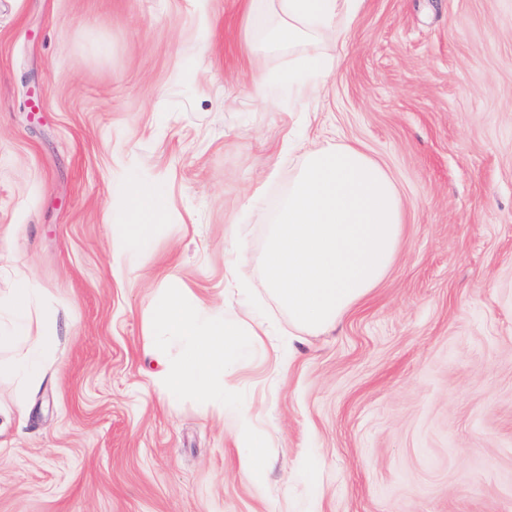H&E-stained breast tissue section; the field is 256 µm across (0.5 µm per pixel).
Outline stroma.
<instances>
[{"mask_svg": "<svg viewBox=\"0 0 512 512\" xmlns=\"http://www.w3.org/2000/svg\"><path fill=\"white\" fill-rule=\"evenodd\" d=\"M245 25L241 0H0V295L22 270L60 338L23 405L0 378V512H512V0H365L314 112ZM292 128L379 161L406 238L328 333L253 290L268 334L230 390L271 444L256 486L231 421L159 397L145 313L169 268L236 303L224 263L258 275ZM117 147L170 199L122 281Z\"/></svg>", "mask_w": 512, "mask_h": 512, "instance_id": "stroma-1", "label": "stroma"}]
</instances>
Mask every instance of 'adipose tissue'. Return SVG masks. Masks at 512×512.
Wrapping results in <instances>:
<instances>
[{"label": "adipose tissue", "instance_id": "ef3b65f1", "mask_svg": "<svg viewBox=\"0 0 512 512\" xmlns=\"http://www.w3.org/2000/svg\"><path fill=\"white\" fill-rule=\"evenodd\" d=\"M275 16L252 40V64L262 70L271 54H285L290 67L285 80L301 104L319 99L325 80L339 61L323 51V35H345L364 0H267ZM113 176L119 186L116 207L125 221L112 227L115 276L130 273V254L153 244L169 203L153 182ZM406 208L388 172L356 144L322 148L308 142L302 165L288 185L268 225L257 278H248L240 258L225 264L230 286L261 288L287 312L298 332L318 335L365 300L384 280L403 243ZM38 290L17 279L8 299L17 336L28 339L26 356L9 368L23 389L38 378L37 368L58 348L55 330L29 325ZM263 321L248 312L197 297L177 277L158 289L146 312L144 334L158 368L151 375L167 401L191 395L212 411L226 409L227 377L241 367L242 337L261 344ZM237 440L243 450L240 468L256 485L263 484L270 451L266 437L255 429V417L237 412Z\"/></svg>", "mask_w": 512, "mask_h": 512}]
</instances>
